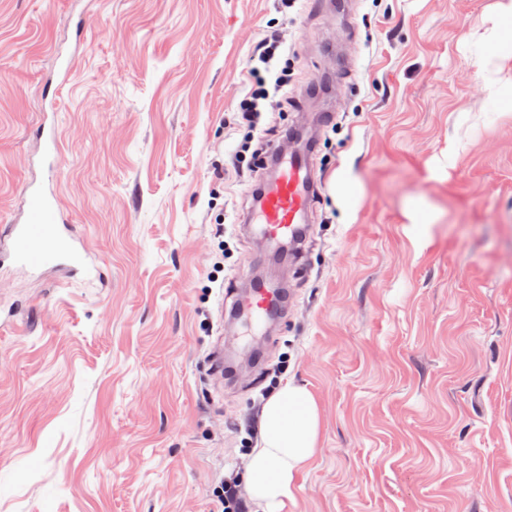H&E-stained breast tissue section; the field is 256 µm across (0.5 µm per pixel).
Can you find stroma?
Masks as SVG:
<instances>
[{
  "label": "stroma",
  "instance_id": "obj_1",
  "mask_svg": "<svg viewBox=\"0 0 512 512\" xmlns=\"http://www.w3.org/2000/svg\"><path fill=\"white\" fill-rule=\"evenodd\" d=\"M501 0H0V217L51 182L101 276L0 256V512H244L261 412H319L279 512H512V46ZM86 34L77 38V21ZM326 108L308 260L264 354L224 328L267 255L232 157L263 38ZM496 51L494 69L486 54ZM68 61L69 77L60 63ZM420 213L411 223L408 213Z\"/></svg>",
  "mask_w": 512,
  "mask_h": 512
}]
</instances>
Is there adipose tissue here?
I'll use <instances>...</instances> for the list:
<instances>
[{"mask_svg": "<svg viewBox=\"0 0 512 512\" xmlns=\"http://www.w3.org/2000/svg\"><path fill=\"white\" fill-rule=\"evenodd\" d=\"M262 421L264 446L251 461L248 480L269 512H275L291 495L296 474L314 452L318 408L306 388L287 384L268 400Z\"/></svg>", "mask_w": 512, "mask_h": 512, "instance_id": "ef3b65f1", "label": "adipose tissue"}]
</instances>
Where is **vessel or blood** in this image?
I'll use <instances>...</instances> for the list:
<instances>
[{
    "instance_id": "vessel-or-blood-1",
    "label": "vessel or blood",
    "mask_w": 512,
    "mask_h": 512,
    "mask_svg": "<svg viewBox=\"0 0 512 512\" xmlns=\"http://www.w3.org/2000/svg\"><path fill=\"white\" fill-rule=\"evenodd\" d=\"M312 149H292L281 155L274 179L261 184L248 216L268 239L291 245L292 258L302 261L308 239L307 220L317 197V183L310 173ZM23 219H10L5 229L8 253L15 263L40 270L49 266L84 267L86 254L79 238L59 210L52 190L29 185ZM277 294L266 288L251 292L245 305L253 322L264 320L278 307Z\"/></svg>"
}]
</instances>
